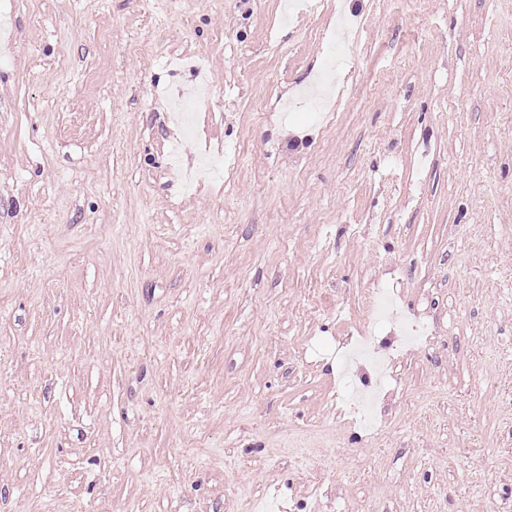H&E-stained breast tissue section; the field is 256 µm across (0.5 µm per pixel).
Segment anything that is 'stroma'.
I'll return each mask as SVG.
<instances>
[{
	"label": "stroma",
	"mask_w": 512,
	"mask_h": 512,
	"mask_svg": "<svg viewBox=\"0 0 512 512\" xmlns=\"http://www.w3.org/2000/svg\"><path fill=\"white\" fill-rule=\"evenodd\" d=\"M293 2L0 0V512H512V0Z\"/></svg>",
	"instance_id": "obj_1"
}]
</instances>
